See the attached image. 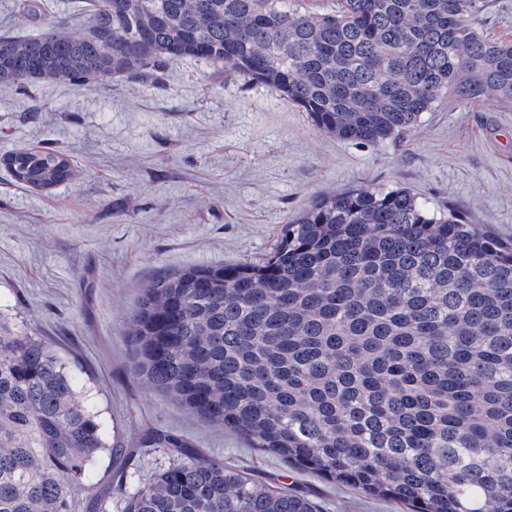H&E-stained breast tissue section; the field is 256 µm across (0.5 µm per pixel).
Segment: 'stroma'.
Instances as JSON below:
<instances>
[{
	"instance_id": "35a3bbf8",
	"label": "stroma",
	"mask_w": 512,
	"mask_h": 512,
	"mask_svg": "<svg viewBox=\"0 0 512 512\" xmlns=\"http://www.w3.org/2000/svg\"><path fill=\"white\" fill-rule=\"evenodd\" d=\"M67 152L73 177L47 190L0 164V311L43 337L101 415L90 483L136 451L114 507L169 466L145 431L288 486L319 512H403L392 500L295 472L193 414L133 369L127 326L142 288L164 273L264 258L286 219L317 197L369 184L404 188L512 243V107L444 98L404 143L361 145L318 130L259 84L201 61L84 86L0 84V157Z\"/></svg>"
}]
</instances>
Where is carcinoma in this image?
<instances>
[{
	"instance_id": "carcinoma-1",
	"label": "carcinoma",
	"mask_w": 512,
	"mask_h": 512,
	"mask_svg": "<svg viewBox=\"0 0 512 512\" xmlns=\"http://www.w3.org/2000/svg\"><path fill=\"white\" fill-rule=\"evenodd\" d=\"M489 0H85L89 23L0 36V84L77 86L202 59L258 83L320 131L399 142L449 94L512 105V40ZM37 188L60 149L7 155ZM134 371L301 472L409 512H512V245L402 189L313 201L258 262L189 267L142 289ZM122 512H316L305 495L194 456ZM110 451L67 364L0 312V512H112L86 481ZM479 23L490 38L512 40V0H490Z\"/></svg>"
}]
</instances>
